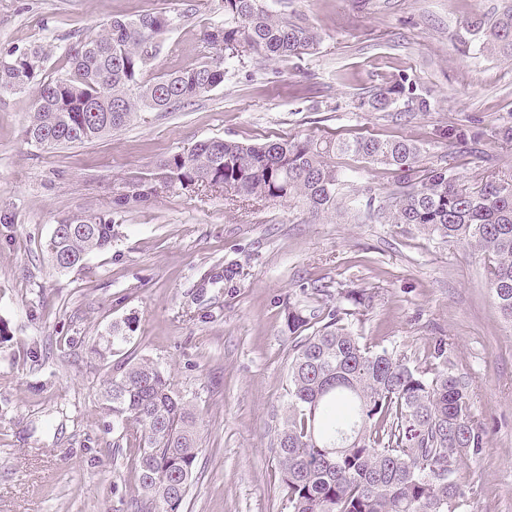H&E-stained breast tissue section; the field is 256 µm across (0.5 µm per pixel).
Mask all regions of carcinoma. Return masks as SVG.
Segmentation results:
<instances>
[{
  "mask_svg": "<svg viewBox=\"0 0 512 512\" xmlns=\"http://www.w3.org/2000/svg\"><path fill=\"white\" fill-rule=\"evenodd\" d=\"M221 3L224 22L211 27L206 41L229 59L256 53L286 61L319 43L315 31L279 20L259 0ZM173 24L164 12L116 19L66 50L64 74L45 72L49 46L1 57V94L35 89L27 140L44 148L92 142L141 111L167 112L224 84L221 62L143 79ZM475 27L486 48L512 57V10ZM336 153L397 173L396 192L377 212L383 223L414 224L489 255L487 284L512 321V174L466 184L444 166H420V148L403 139L325 145L307 138L258 145L211 139L162 162L175 175L164 187L222 188L332 213L339 176L326 158ZM118 237L119 224L109 215H70L47 252L57 270L69 271ZM344 316L332 310L312 329L299 308H288L296 343L276 453L291 512H458L463 494L456 472L463 459L481 454L484 430L466 386L448 368L446 347L434 348L436 366L419 370L394 352L362 345ZM103 404L118 423L138 425L140 509L180 512L199 450L191 402L158 363L142 358L116 369Z\"/></svg>",
  "mask_w": 512,
  "mask_h": 512,
  "instance_id": "1",
  "label": "carcinoma"
}]
</instances>
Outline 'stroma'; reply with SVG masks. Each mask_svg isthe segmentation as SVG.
Wrapping results in <instances>:
<instances>
[{
	"instance_id": "1",
	"label": "stroma",
	"mask_w": 512,
	"mask_h": 512,
	"mask_svg": "<svg viewBox=\"0 0 512 512\" xmlns=\"http://www.w3.org/2000/svg\"><path fill=\"white\" fill-rule=\"evenodd\" d=\"M314 30L315 50L282 62L225 60L224 83L168 112L144 111L89 144L42 149L24 129L34 92L0 95V512H137L138 443L101 407L121 364L147 357L192 401L200 425L198 478L181 512H290L275 440L288 404L294 339L288 309L313 321L368 301L347 318L363 345L431 366L438 343L468 387L484 448L456 473L466 512H512V323L487 286L488 258L412 224H383L395 190L388 167L333 162L343 199L316 217L297 202L208 190L130 193L167 157L205 139L242 143L352 136L408 139L423 165L473 184L512 172V58L469 26L512 0H263ZM164 12L174 24L144 72L212 63L205 41L220 0H0V57L65 50L115 18ZM394 91L386 111L369 101ZM475 137L449 144L448 131ZM110 214L120 236L61 272L47 244L57 222ZM131 321L110 347L112 324Z\"/></svg>"
}]
</instances>
